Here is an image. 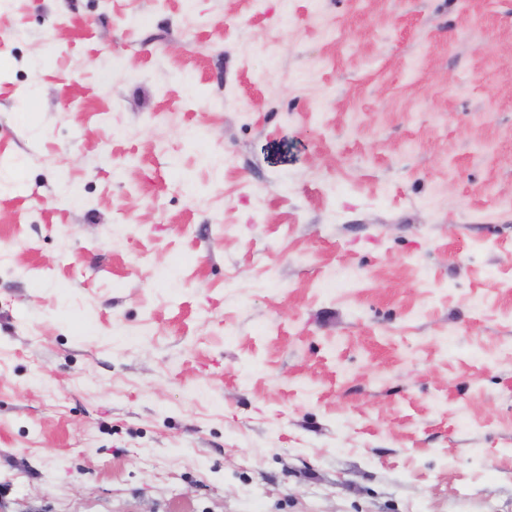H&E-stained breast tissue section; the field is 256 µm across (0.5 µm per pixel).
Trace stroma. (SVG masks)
Here are the masks:
<instances>
[{"instance_id": "35a3bbf8", "label": "stroma", "mask_w": 512, "mask_h": 512, "mask_svg": "<svg viewBox=\"0 0 512 512\" xmlns=\"http://www.w3.org/2000/svg\"><path fill=\"white\" fill-rule=\"evenodd\" d=\"M1 169L0 512H512V0H0Z\"/></svg>"}]
</instances>
